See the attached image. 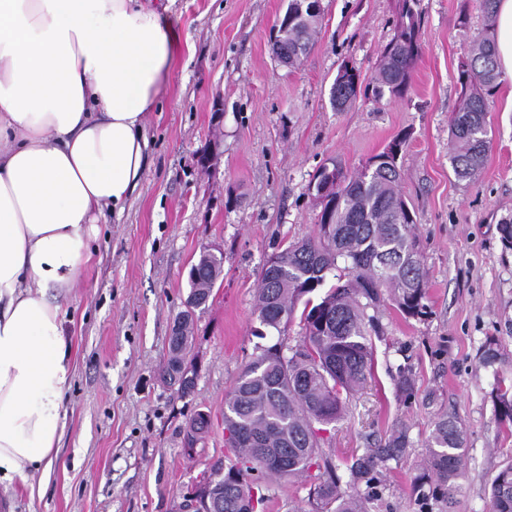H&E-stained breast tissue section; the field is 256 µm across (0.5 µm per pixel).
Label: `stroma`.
<instances>
[{"mask_svg":"<svg viewBox=\"0 0 512 512\" xmlns=\"http://www.w3.org/2000/svg\"><path fill=\"white\" fill-rule=\"evenodd\" d=\"M287 4L174 0L181 52L147 117L146 172L122 212L100 216L80 284L64 303L75 376L58 463L0 488L8 512H184L203 472L231 463L224 402L258 346L278 343L288 353L302 340L296 322L286 334L254 336L255 300L276 246L317 234L321 208L308 190L317 169L334 161L356 172L401 137V189L417 220L427 312L409 317L388 299L368 309L374 373L345 416L325 425L322 450L343 477L347 461L407 425L411 446L380 464L367 512H493L489 487L512 458V433L495 411L496 379L512 374V250L500 231L512 216V80L499 78L489 98L492 144L474 182L453 173L449 121L461 101L459 61L492 36L494 22L478 0H420L421 54L407 91L339 112L330 87L340 65L352 63L370 82L401 0H322L314 44L293 69L269 47ZM213 142L219 156L205 172L196 156ZM208 244L223 249V273L195 311L198 377L182 397L161 370L188 272ZM403 372L413 379L408 398L398 386ZM198 410L210 414L211 429L188 449L183 430ZM443 413L466 430V469L450 507L423 468ZM33 485L42 494L31 495ZM311 490L304 478L261 480L260 512H320Z\"/></svg>","mask_w":512,"mask_h":512,"instance_id":"stroma-1","label":"stroma"}]
</instances>
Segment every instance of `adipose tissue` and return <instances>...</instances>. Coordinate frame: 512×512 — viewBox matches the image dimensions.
I'll return each instance as SVG.
<instances>
[{
  "instance_id": "ef3b65f1",
  "label": "adipose tissue",
  "mask_w": 512,
  "mask_h": 512,
  "mask_svg": "<svg viewBox=\"0 0 512 512\" xmlns=\"http://www.w3.org/2000/svg\"><path fill=\"white\" fill-rule=\"evenodd\" d=\"M171 0H0V485L48 472L73 379L62 302L147 168Z\"/></svg>"
}]
</instances>
